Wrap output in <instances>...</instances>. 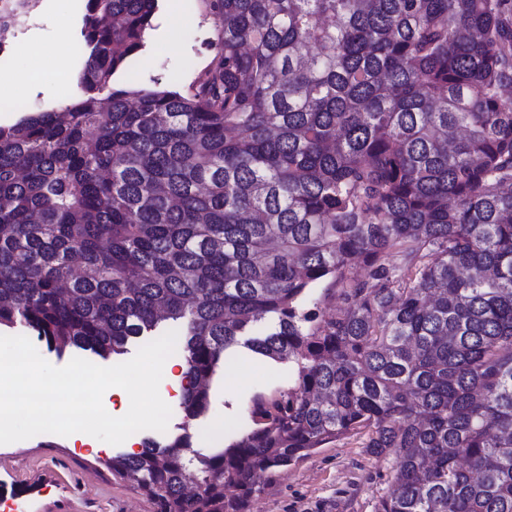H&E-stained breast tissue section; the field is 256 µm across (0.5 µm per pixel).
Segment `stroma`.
Instances as JSON below:
<instances>
[{"mask_svg": "<svg viewBox=\"0 0 512 512\" xmlns=\"http://www.w3.org/2000/svg\"><path fill=\"white\" fill-rule=\"evenodd\" d=\"M84 0H31L21 25L0 53V124L9 125L30 112L64 105L55 82L36 92L10 96L7 84L22 70L76 74L81 53L61 54L62 41L80 42ZM217 26L208 0H159L154 27L143 50L120 71L119 87L188 90L209 66ZM226 367L236 370L233 383L223 373L211 382L208 411L185 421L181 396L169 379L159 393L172 415L166 431H138V439L168 443L177 426L189 423L195 448L210 452L246 429L248 404L255 393L287 385L290 363L255 357L238 347L225 354ZM125 445H107L97 454L78 452L68 436L39 434L0 445V491L17 492L19 512H152L132 485L113 480L105 459L125 452ZM395 458L376 456L359 435L320 448L274 477H263L264 491L250 512H375L376 502L394 489Z\"/></svg>", "mask_w": 512, "mask_h": 512, "instance_id": "1", "label": "stroma"}]
</instances>
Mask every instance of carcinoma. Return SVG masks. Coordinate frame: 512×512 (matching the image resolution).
<instances>
[{
    "label": "carcinoma",
    "mask_w": 512,
    "mask_h": 512,
    "mask_svg": "<svg viewBox=\"0 0 512 512\" xmlns=\"http://www.w3.org/2000/svg\"><path fill=\"white\" fill-rule=\"evenodd\" d=\"M209 7L183 93L113 85L158 0H86L81 96L0 125V327L110 360L178 325L188 417L228 349L294 363L221 450L104 461L153 512H249L349 435L396 455L375 512H512V0ZM341 292V288H335L329 291H325L322 287L313 288L307 304L310 308H313L314 304H317L321 313L326 317L335 316L347 306Z\"/></svg>",
    "instance_id": "cac0c4a2"
}]
</instances>
